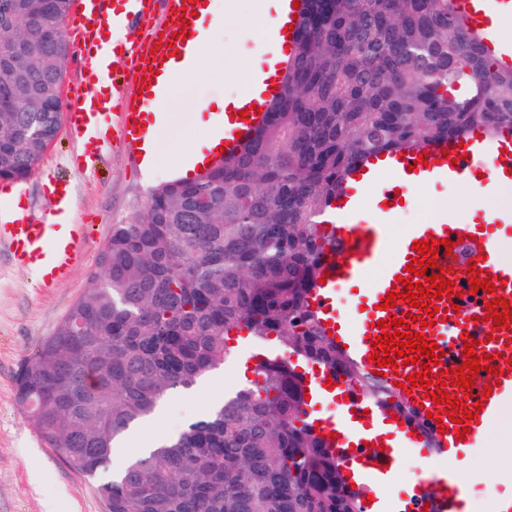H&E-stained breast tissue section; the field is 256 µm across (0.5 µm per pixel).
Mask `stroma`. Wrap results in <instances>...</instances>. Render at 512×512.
Returning a JSON list of instances; mask_svg holds the SVG:
<instances>
[{
	"mask_svg": "<svg viewBox=\"0 0 512 512\" xmlns=\"http://www.w3.org/2000/svg\"><path fill=\"white\" fill-rule=\"evenodd\" d=\"M262 50L247 21H229L223 36L202 49L200 67L222 57L226 78L212 83L178 82L177 93L165 108L167 131L161 138L162 161L150 176H143L136 154L113 146L102 158L83 161L66 134H59L33 174L22 182L0 180V196L21 198L28 212L46 224L55 223L54 204L45 184L69 180L74 186L75 208L87 226L84 260L68 278L42 288L30 271L11 263L0 245V512H105L91 481L76 476L57 453L48 448L16 401V376L21 364L36 352L86 291L87 278L113 225L131 222L142 212L148 192L157 184L176 178L186 136L203 143L206 115L201 101L237 90L235 73L248 58ZM411 203L401 209L389 226L392 240H399L414 224L444 216L454 220L470 199L468 187L448 182L422 185L410 192ZM272 341H249L221 370V382H202L187 398L167 399L151 428L140 433L139 443L178 434L188 423L205 417L230 387L243 388L249 378L234 373L240 361L261 354L279 353ZM470 512H485L492 497L501 495L504 479L512 480V419L494 422L484 435L483 446L469 458Z\"/></svg>",
	"mask_w": 512,
	"mask_h": 512,
	"instance_id": "obj_1",
	"label": "stroma"
}]
</instances>
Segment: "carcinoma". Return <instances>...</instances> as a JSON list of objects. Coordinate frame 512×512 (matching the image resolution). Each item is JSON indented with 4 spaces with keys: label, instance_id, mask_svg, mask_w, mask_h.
Wrapping results in <instances>:
<instances>
[{
    "label": "carcinoma",
    "instance_id": "carcinoma-1",
    "mask_svg": "<svg viewBox=\"0 0 512 512\" xmlns=\"http://www.w3.org/2000/svg\"><path fill=\"white\" fill-rule=\"evenodd\" d=\"M458 0H304L281 92L237 152L154 187L112 225L86 293L16 377L31 424L112 512H363L307 410L294 356L425 422L345 357L310 298L334 242L322 218L364 164L479 129L512 133V64ZM72 0H0V180L62 127ZM467 92L459 95L461 87ZM82 319L81 332L70 318ZM273 340L250 386L144 454L131 430L224 365L231 334ZM92 375V387L85 376Z\"/></svg>",
    "mask_w": 512,
    "mask_h": 512
}]
</instances>
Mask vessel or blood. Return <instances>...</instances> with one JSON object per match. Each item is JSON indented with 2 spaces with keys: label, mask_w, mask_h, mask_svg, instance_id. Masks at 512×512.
<instances>
[{
  "label": "vessel or blood",
  "mask_w": 512,
  "mask_h": 512,
  "mask_svg": "<svg viewBox=\"0 0 512 512\" xmlns=\"http://www.w3.org/2000/svg\"><path fill=\"white\" fill-rule=\"evenodd\" d=\"M104 0H74L65 33L78 50L79 78L85 84L84 94L68 98L64 107L63 124L71 134L82 156L102 153L109 139L123 145H134L143 140H159L161 129L149 118L159 97L141 96L125 92L112 73V63L104 46L102 33L109 26V13ZM127 20L145 25L149 41L130 48L131 61L140 65L142 78H150L151 71L171 61L173 54H184L187 47L185 32H196L198 21L190 0H123ZM466 18L484 14L489 6L500 10L512 9V0H459ZM276 81H266L261 91L249 90L227 106L222 141L227 149L238 146L241 138L251 135L260 123V108L272 99ZM127 99L129 111L120 113L115 134H108L99 123L104 112L110 111L114 100ZM426 155V164H418L419 155ZM416 165V173H409V165ZM415 175L418 183L433 179L465 182L476 179L481 188L512 185V135L503 134L490 140L468 134L456 141H441L423 151H406L383 158L380 165L362 167L357 182L375 186L378 205L371 221L354 223L352 216L362 209L364 198L355 189L340 193L336 206L338 220L330 230L342 239V249L327 253L324 269L327 276L312 293L311 305L319 314L332 339L349 358L365 372H372L369 360L371 337L380 335L379 324L389 315L404 317L410 313L409 303H398L395 310L380 309L381 299L388 293L402 292L398 278L407 264L416 257L413 242L428 238L438 240L470 239L471 248L466 258L457 254H438L440 266L451 269L450 279L459 291L458 309H451L448 299L438 301L437 323L430 331L443 355L439 367L450 370L465 360V338L477 339V355H484L495 367V374L477 372L472 396L466 397L467 407H474L476 395H484L481 413L470 423L467 437L455 434L456 425L447 420L437 423L429 420V428L443 426V434L435 443L420 437L418 429L394 420V411L380 408L364 399L346 383L332 387L328 375L318 371L305 377V388L310 403H335L346 414V421L334 416L319 418L318 430L330 436V444L343 459V477L351 484L361 486L371 495L365 512H466L465 490L467 476L463 464L477 450L487 425L505 405L512 404V327L495 328L493 321L485 320L487 302L494 296H503L512 309V259L505 258L504 250L512 241V210L501 211L479 224L468 219L456 222L445 220L416 224L408 229L401 242H393L389 221L400 210L399 202L406 197L408 175ZM46 192L55 200L60 221L44 224L35 220L19 204L0 202V212L9 211L8 223L0 225V239L7 244L12 259L31 270L41 287L49 288L65 279L81 259L86 240L85 227L72 223V187L67 183H53ZM500 280L495 293L471 292L469 265ZM346 284L357 287V309L341 306L337 293ZM491 394H484V387ZM416 451L423 466L409 479V490L397 501H387L382 489L385 484L399 480L400 463L405 451Z\"/></svg>",
  "instance_id": "obj_1"
}]
</instances>
